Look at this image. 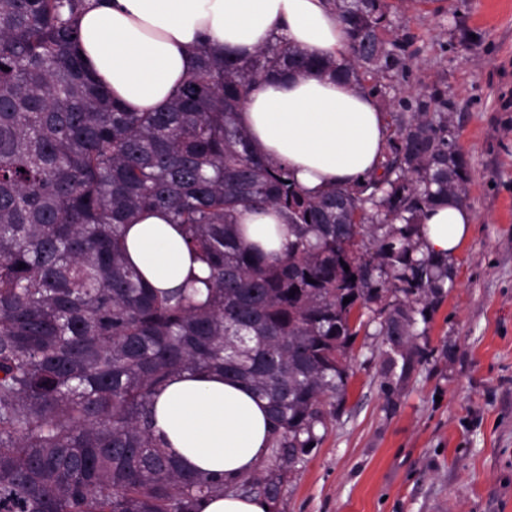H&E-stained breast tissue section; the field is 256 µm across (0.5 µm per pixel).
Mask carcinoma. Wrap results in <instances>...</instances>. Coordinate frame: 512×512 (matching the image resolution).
<instances>
[{
	"mask_svg": "<svg viewBox=\"0 0 512 512\" xmlns=\"http://www.w3.org/2000/svg\"><path fill=\"white\" fill-rule=\"evenodd\" d=\"M83 2L0 0V512H199L226 482L166 451L151 404L169 378L210 371L267 401L264 468L236 491L274 502L345 395L355 310L406 362L453 279L419 236L426 209L468 196L453 111L422 85L389 97L411 63L387 0H330L342 61L283 36L248 56L202 47L175 99L130 112L79 53ZM313 71L388 116L381 173L316 195L237 120L260 84ZM254 206L287 214L283 257L240 238L235 213ZM146 209L184 226L206 301L192 281L160 293L125 261L123 228Z\"/></svg>",
	"mask_w": 512,
	"mask_h": 512,
	"instance_id": "carcinoma-1",
	"label": "carcinoma"
}]
</instances>
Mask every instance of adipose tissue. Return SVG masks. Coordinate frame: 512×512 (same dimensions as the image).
<instances>
[{"mask_svg":"<svg viewBox=\"0 0 512 512\" xmlns=\"http://www.w3.org/2000/svg\"><path fill=\"white\" fill-rule=\"evenodd\" d=\"M78 27L82 54L128 109L146 112L173 98L206 45L241 55L272 35L315 57L348 53L341 24L328 0H86ZM254 151L287 167L303 188L350 186L378 171L384 158L387 116L375 96L336 78L309 73L260 85L239 114ZM475 217L457 201L425 210L426 252L455 254ZM236 222L246 243L283 256L293 234L279 210H240ZM125 253L149 284L178 287L206 278L181 225L161 212L137 217L125 232ZM154 429L180 464L235 479L257 472L272 423L265 400L221 373L172 379L153 403Z\"/></svg>","mask_w":512,"mask_h":512,"instance_id":"ef3b65f1","label":"adipose tissue"}]
</instances>
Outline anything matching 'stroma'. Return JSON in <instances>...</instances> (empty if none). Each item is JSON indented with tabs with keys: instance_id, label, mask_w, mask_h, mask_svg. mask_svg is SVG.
Here are the masks:
<instances>
[{
	"instance_id": "obj_1",
	"label": "stroma",
	"mask_w": 512,
	"mask_h": 512,
	"mask_svg": "<svg viewBox=\"0 0 512 512\" xmlns=\"http://www.w3.org/2000/svg\"><path fill=\"white\" fill-rule=\"evenodd\" d=\"M402 22L400 94L445 93L475 222L408 369L363 312L344 401L270 512H512V0H411Z\"/></svg>"
}]
</instances>
